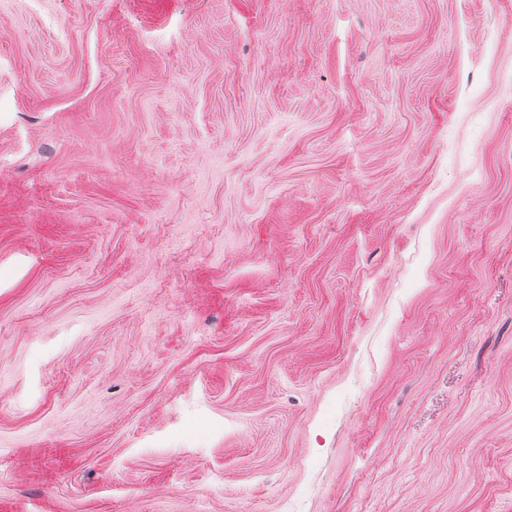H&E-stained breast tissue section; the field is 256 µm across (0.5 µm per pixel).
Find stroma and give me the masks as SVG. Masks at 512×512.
I'll use <instances>...</instances> for the list:
<instances>
[{"mask_svg": "<svg viewBox=\"0 0 512 512\" xmlns=\"http://www.w3.org/2000/svg\"><path fill=\"white\" fill-rule=\"evenodd\" d=\"M0 512H512V0H0Z\"/></svg>", "mask_w": 512, "mask_h": 512, "instance_id": "35a3bbf8", "label": "stroma"}]
</instances>
